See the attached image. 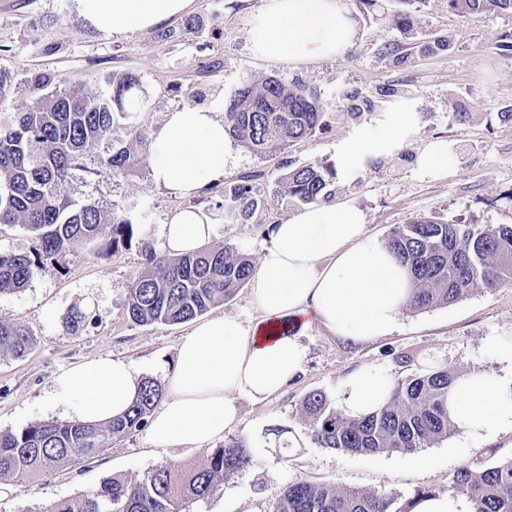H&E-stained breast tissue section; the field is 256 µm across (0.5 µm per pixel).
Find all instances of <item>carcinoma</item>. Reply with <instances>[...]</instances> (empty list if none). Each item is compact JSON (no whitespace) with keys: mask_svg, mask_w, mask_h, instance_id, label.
<instances>
[{"mask_svg":"<svg viewBox=\"0 0 512 512\" xmlns=\"http://www.w3.org/2000/svg\"><path fill=\"white\" fill-rule=\"evenodd\" d=\"M448 7L465 15L512 12V0H448ZM138 87L132 74L112 76L108 99L65 87L32 105L16 106L13 122L0 124V224L21 223L32 234L30 252L0 253V294L21 290L37 269L59 262L80 244L94 245L106 255L135 239L143 271L131 285L126 308L135 324L186 323L232 298L251 279L252 261L228 247L172 256L137 238L134 225L118 213L107 215L92 200L72 199L70 186L75 172L84 169L90 145L105 144L97 175L124 173L134 166L131 146L143 143L145 136L129 121L133 109L127 95ZM323 116L317 97L269 76L238 93L225 112L224 126L261 155L312 137ZM257 177L256 172L247 174L224 193V211L242 224L259 207L252 186ZM281 181L288 201L301 206L317 202L330 184L328 171L318 164L294 168ZM388 245L411 269L409 307L414 311L448 305L481 288L512 284V224H449L421 216L397 228ZM94 320L92 313L79 309L68 324L78 333ZM32 344L25 325L0 321V356H21ZM457 378L448 364L420 368L393 383L384 407L361 416L338 412L325 394L310 392L303 407L311 438L322 448L359 455L430 448L453 429L448 393ZM163 392L160 380L146 377L129 409L109 421H40L18 432L0 431V478L25 483L101 457L112 442L147 424ZM251 465L244 442L231 438L199 466L165 464L141 480L108 478L98 488L52 501L40 512H181L184 504L209 498L221 482ZM448 493L467 496L476 512H512V458L481 471L459 468ZM433 494L419 488L412 501L396 508L394 498L385 494L298 481L274 499L270 512H412L416 501Z\"/></svg>","mask_w":512,"mask_h":512,"instance_id":"carcinoma-1","label":"carcinoma"}]
</instances>
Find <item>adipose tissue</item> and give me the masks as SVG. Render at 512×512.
<instances>
[{"label": "adipose tissue", "instance_id": "obj_1", "mask_svg": "<svg viewBox=\"0 0 512 512\" xmlns=\"http://www.w3.org/2000/svg\"><path fill=\"white\" fill-rule=\"evenodd\" d=\"M79 16L100 33L148 31L188 13L193 0H74ZM356 35L348 0H263L249 29V50L262 60L308 63L340 56ZM420 117L415 100L382 103L371 122L357 125L335 147L338 176L350 181L411 140ZM228 133L214 110L184 107L167 113L150 137L153 182L183 197L223 181ZM458 165L447 142L417 156L420 176L442 179ZM214 233L199 210L173 213L161 228L169 254L197 250ZM271 246L250 281L259 318L250 326L217 315L195 324L177 347L165 376V395L149 418L145 438L156 448L201 446L223 439L240 418V398L266 400L301 370L305 348L298 329L320 325L340 339L364 344L389 335L406 306L408 267L371 235L351 203H317L275 225ZM140 377L121 359L100 356L54 380L73 420L98 423L122 415ZM347 414L384 405L393 380L363 369L344 383ZM452 422L479 435L512 420V383L471 371L448 397Z\"/></svg>", "mask_w": 512, "mask_h": 512}]
</instances>
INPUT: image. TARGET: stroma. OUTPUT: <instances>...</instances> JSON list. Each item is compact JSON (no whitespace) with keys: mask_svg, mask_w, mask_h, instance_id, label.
<instances>
[{"mask_svg":"<svg viewBox=\"0 0 512 512\" xmlns=\"http://www.w3.org/2000/svg\"><path fill=\"white\" fill-rule=\"evenodd\" d=\"M261 4L193 0L195 31H184L177 19L145 32L107 36L85 24L74 0H0V70L11 77V89L0 100V121L12 118L15 105L32 101L30 80L41 72L56 78L46 94L78 86L101 98L110 97L112 76H137L141 109L135 121L148 132L168 112L186 106L225 113L240 89L269 76L316 94L325 106L322 130L267 155L228 139L221 187L199 196L183 198L157 187L145 146L136 148L130 172L99 176L95 169L103 147L93 145L71 183L76 201L92 199L115 211L159 249L160 228L174 210L201 209L215 227L211 245L256 263L271 244L273 225L297 211L278 190L281 175L308 163L333 167L337 141L370 121L383 100L404 96L418 103L416 135L354 180L332 178L328 202L357 206L369 232L384 242L419 216L450 224H512V123L498 117L500 108L512 104V50L502 46L512 34V13L463 15L450 10L448 0H418L405 9L398 0H351L357 34L342 56L273 65L255 59L248 48V24ZM459 112L466 113L465 121L456 120ZM439 140L453 144L458 168L440 181L421 177L415 159ZM254 171L261 174L253 183L261 207L248 223L225 219V189ZM141 270L138 246L98 256L81 245L60 265L36 270L24 290L0 295V320L23 323L34 338L22 357H0V431L66 420L53 383L79 362L108 355L131 362L142 376L164 379L190 326H140L129 320V290ZM76 308L97 314L95 325L79 335L67 326ZM493 336L512 340V285L478 289L428 311L404 310L389 336L363 345L345 344L322 327L302 332L306 360L299 374L266 401L241 399L240 419L228 432L245 441L252 466L220 483L210 498L187 504L186 512H268L278 493L299 480L389 494L401 506L421 487L447 492L463 465L483 469L511 459L512 430L505 427L480 436L456 428L433 447L405 454L351 455L322 448L310 437L302 407L305 395L319 390L342 408L344 380L362 368L404 377L406 370L396 361L402 353L419 368L448 363L462 374L480 369L510 382L512 362L494 356L488 344ZM273 425L284 427V447L270 446L267 430ZM210 452L207 445L153 448L139 430L93 463L10 482L9 492L0 495V512H40L49 502L94 490L106 478L139 480L166 463L197 466Z\"/></svg>","mask_w":512,"mask_h":512,"instance_id":"1","label":"stroma"}]
</instances>
